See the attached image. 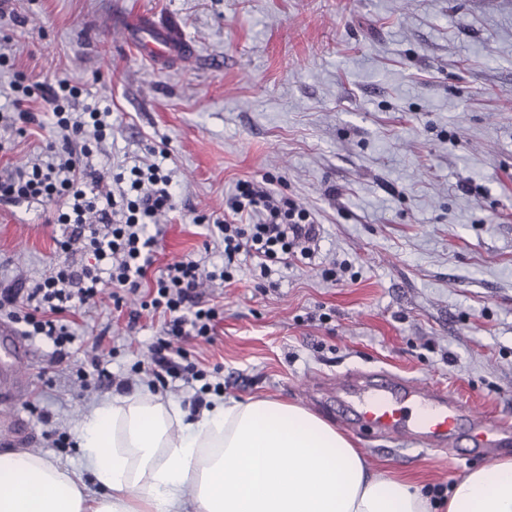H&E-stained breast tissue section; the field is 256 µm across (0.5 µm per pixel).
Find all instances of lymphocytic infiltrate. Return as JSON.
<instances>
[{
  "label": "lymphocytic infiltrate",
  "mask_w": 512,
  "mask_h": 512,
  "mask_svg": "<svg viewBox=\"0 0 512 512\" xmlns=\"http://www.w3.org/2000/svg\"><path fill=\"white\" fill-rule=\"evenodd\" d=\"M10 86L18 117H27L32 95L49 105L61 141L47 145L50 163L15 169L1 180L0 201L52 206L62 230L55 244L69 259L33 286L0 290V316L21 325L24 335L49 341L51 368L75 374L84 391L91 378H106L108 372L98 352L89 366L75 363L70 315L105 296L119 308L127 295H137L140 308L130 313L128 329H135L144 310L163 320L161 336L139 361V369L161 384L177 371L203 379L206 371L189 361L187 346L214 343L224 314L206 300L204 282H232L242 258L252 262L259 282H271L280 267L310 258L320 237L319 224L267 181L240 180L223 215L212 219L224 245L221 264L209 270L187 255L154 269L157 241L148 226L176 208L170 170L162 162L148 161L115 175L120 192L102 189L103 177L92 163L93 147L112 135L111 110L89 106L72 115L65 100L76 88L61 77L31 82L18 74Z\"/></svg>",
  "instance_id": "f902f5d3"
}]
</instances>
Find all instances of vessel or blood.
<instances>
[{
	"label": "vessel or blood",
	"mask_w": 512,
	"mask_h": 512,
	"mask_svg": "<svg viewBox=\"0 0 512 512\" xmlns=\"http://www.w3.org/2000/svg\"><path fill=\"white\" fill-rule=\"evenodd\" d=\"M138 22L146 37L134 42L133 47L151 63L159 66L173 57L184 62L192 59L194 49L177 28L154 26L152 18L144 13L139 14ZM0 341L13 347L12 361L0 365V395L11 398L20 393L13 376L26 359L27 349L7 327L0 329ZM411 403L430 405L431 410L417 419H409L406 407ZM343 407L366 427L402 436L410 442L454 436L464 420L460 405L447 393L412 384L388 372L370 376L348 393ZM511 436L512 423L508 421L483 418L473 426V444L487 454Z\"/></svg>",
	"instance_id": "vessel-or-blood-1"
}]
</instances>
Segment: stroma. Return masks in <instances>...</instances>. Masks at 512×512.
<instances>
[{
	"mask_svg": "<svg viewBox=\"0 0 512 512\" xmlns=\"http://www.w3.org/2000/svg\"><path fill=\"white\" fill-rule=\"evenodd\" d=\"M0 44L15 68L81 88L74 111L112 110L93 163L104 177L166 149L178 209L149 231L158 261L202 253L195 215L223 212L238 180H274L322 226L314 259L256 288L250 263L210 284L219 339L193 351L222 395L294 402L347 434L373 467L424 492L512 454L464 441L419 445L354 424L336 389L386 371L447 390L478 416L512 420V0H9ZM181 25L192 62L155 67L117 15ZM14 68V69H15ZM24 134L0 128V178L54 138L42 100ZM51 214L0 203V289L59 262ZM335 268V281L322 277ZM102 298L78 315L76 360L101 328L111 380L77 393L39 377L50 346L31 340L24 396L0 399V452L77 462L87 406L126 397L160 323ZM53 416L44 425L41 413Z\"/></svg>",
	"mask_w": 512,
	"mask_h": 512,
	"instance_id": "35a3bbf8",
	"label": "stroma"
}]
</instances>
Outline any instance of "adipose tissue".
<instances>
[{
	"label": "adipose tissue",
	"mask_w": 512,
	"mask_h": 512,
	"mask_svg": "<svg viewBox=\"0 0 512 512\" xmlns=\"http://www.w3.org/2000/svg\"><path fill=\"white\" fill-rule=\"evenodd\" d=\"M76 442L75 465L0 453V512H512V455L434 502L315 413L263 398L191 416L145 387L91 406Z\"/></svg>",
	"instance_id": "ef3b65f1"
}]
</instances>
